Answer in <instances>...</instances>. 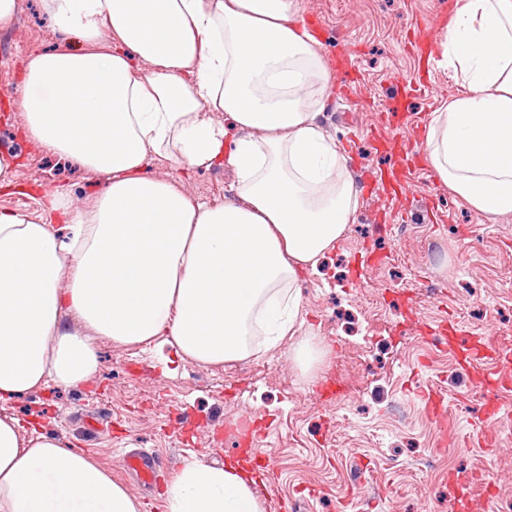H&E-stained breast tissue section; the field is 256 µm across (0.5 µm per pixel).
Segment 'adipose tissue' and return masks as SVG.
<instances>
[{"label": "adipose tissue", "instance_id": "obj_1", "mask_svg": "<svg viewBox=\"0 0 512 512\" xmlns=\"http://www.w3.org/2000/svg\"><path fill=\"white\" fill-rule=\"evenodd\" d=\"M82 50L22 62L25 131L107 174L74 205L0 210V401L96 367L85 331L158 339L204 365L274 348L298 316L290 290L344 238L359 190L319 123L333 77L295 0H43ZM462 90L426 156L489 220L512 215V0H457L440 43ZM145 70L135 68V61ZM225 163L235 199L214 208L149 172ZM0 417V512H139L69 443L21 438ZM168 512H263L241 468L184 464Z\"/></svg>", "mask_w": 512, "mask_h": 512}]
</instances>
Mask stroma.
<instances>
[{"mask_svg":"<svg viewBox=\"0 0 512 512\" xmlns=\"http://www.w3.org/2000/svg\"><path fill=\"white\" fill-rule=\"evenodd\" d=\"M449 0H296L303 22L318 19L328 65L351 62L348 82L333 79L320 122L339 147L355 141L349 166L356 183L389 165L372 143L381 134L402 147L423 146L430 123L460 92L451 69L420 60L422 22ZM59 42L42 0H21L13 25L0 29V87L19 91L24 56ZM427 83L410 115L391 108L398 81ZM16 100L0 96V154L15 156L13 186L0 189V210H38L46 192L76 201L102 191L106 179L29 140ZM150 172L209 205L236 194L226 164L185 169L154 157ZM391 217L383 189L360 194L355 221L330 252L322 274L304 273L295 335L248 359L202 365L170 346L122 345L96 332L98 357L84 384L48 383L0 401V416L23 436L46 434L87 452L142 504L167 512L162 489L145 490L122 469L132 450L158 453L182 467L236 458L227 426L243 415L266 428L264 450L277 477L264 512H512V386L496 391L499 411L458 366L469 337L498 362L512 357V217L489 221L451 195L431 167L405 172ZM325 344L333 369L307 372L296 362L301 338ZM435 385L445 397L441 420L416 399ZM188 403L199 425L178 442L173 409Z\"/></svg>","mask_w":512,"mask_h":512,"instance_id":"35a3bbf8","label":"stroma"}]
</instances>
